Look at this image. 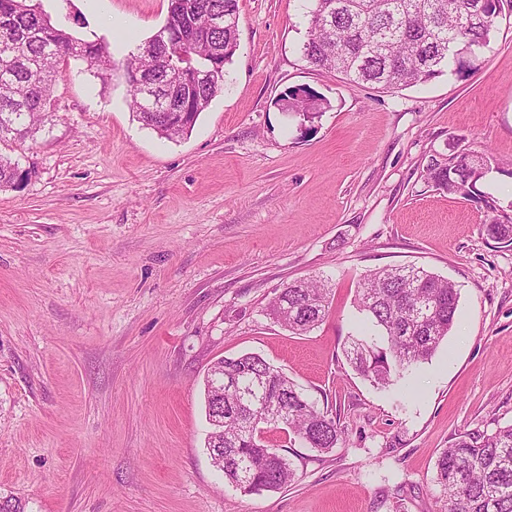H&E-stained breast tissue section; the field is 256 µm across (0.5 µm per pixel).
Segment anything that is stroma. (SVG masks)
<instances>
[{
    "label": "stroma",
    "instance_id": "obj_1",
    "mask_svg": "<svg viewBox=\"0 0 512 512\" xmlns=\"http://www.w3.org/2000/svg\"><path fill=\"white\" fill-rule=\"evenodd\" d=\"M75 37L109 44L100 76L71 62L55 114L0 189V505L11 512H441L443 448L512 424V10L473 70L351 86L310 65L305 0H239L224 89L177 141L139 123L121 65L168 0H41ZM319 96L308 119L277 104ZM488 150L480 197L436 190L431 157ZM452 280L454 325L429 362L378 388L343 349L368 270ZM320 276L324 322L294 334L275 292ZM256 353L338 416L287 488L225 484L204 446L202 381ZM316 97V94L307 89H291L288 90L287 93L284 94V97L280 99V101H286L288 105V109L302 111L303 115L306 114L307 118H314L317 112H306L311 104V102ZM287 98V99H286ZM311 115V116H310Z\"/></svg>",
    "mask_w": 512,
    "mask_h": 512
}]
</instances>
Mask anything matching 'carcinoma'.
Returning a JSON list of instances; mask_svg holds the SVG:
<instances>
[{
    "instance_id": "obj_1",
    "label": "carcinoma",
    "mask_w": 512,
    "mask_h": 512,
    "mask_svg": "<svg viewBox=\"0 0 512 512\" xmlns=\"http://www.w3.org/2000/svg\"><path fill=\"white\" fill-rule=\"evenodd\" d=\"M308 37L301 46L313 66L353 85L402 89L444 72L473 69L476 51L489 47L504 0H311ZM239 47L238 0H185L168 6L161 27L123 63L135 117L158 136L176 140L192 132L200 114L224 89L225 67ZM179 57L169 67L167 57ZM80 59L101 73L115 62L103 41H83L55 24L32 0H0V144L22 143L52 120L58 65ZM135 72L154 90L146 99L131 84ZM288 108L308 110L316 94L291 89ZM485 151L432 158L427 182L471 197L489 169ZM16 163L0 154V188L19 187ZM459 292L450 280L415 266L369 271L356 305L380 337H353L345 354L364 379L382 387L427 362L451 331ZM329 287L320 278L279 289L270 315L295 333L324 321ZM224 376V395L214 380ZM206 415L224 402V426L211 425L207 448L224 450L217 466L224 480L246 494L280 490L295 479L294 463L270 444L266 430L281 429L302 448L327 452L343 440L336 418L306 398L283 372L257 354L224 359V373L205 379ZM446 492L442 512H512V424L488 432H460L437 461Z\"/></svg>"
}]
</instances>
